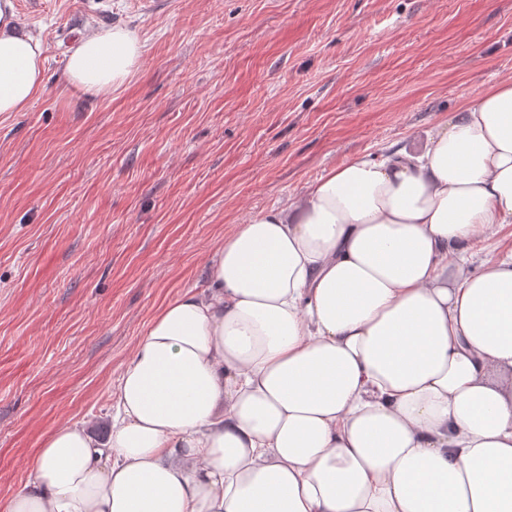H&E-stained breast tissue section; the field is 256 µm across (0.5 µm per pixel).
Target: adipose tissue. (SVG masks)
Returning a JSON list of instances; mask_svg holds the SVG:
<instances>
[{"label": "adipose tissue", "instance_id": "ef3b65f1", "mask_svg": "<svg viewBox=\"0 0 512 512\" xmlns=\"http://www.w3.org/2000/svg\"><path fill=\"white\" fill-rule=\"evenodd\" d=\"M142 49L89 32L66 80L109 94ZM45 61L0 0V113ZM501 224L511 82L226 234L137 342L107 441L57 427L0 512H512V252L465 268Z\"/></svg>", "mask_w": 512, "mask_h": 512}]
</instances>
